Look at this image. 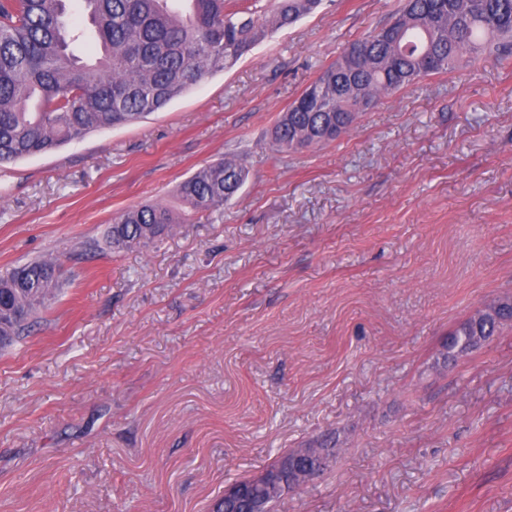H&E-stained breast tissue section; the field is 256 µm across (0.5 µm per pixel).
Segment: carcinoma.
<instances>
[{"label": "carcinoma", "mask_w": 512, "mask_h": 512, "mask_svg": "<svg viewBox=\"0 0 512 512\" xmlns=\"http://www.w3.org/2000/svg\"><path fill=\"white\" fill-rule=\"evenodd\" d=\"M90 28L73 25L70 0H0V163L52 151L85 135L131 124L166 107L204 76L233 67L271 32L311 14L320 0H277L272 9L244 0H80ZM92 34L91 64L74 54ZM512 59V0H405L393 22L352 43L281 113L270 144L288 152L336 140L381 96L460 63ZM248 171L223 157L183 180L180 208L135 206L109 225L114 252L146 247L180 224L210 215L240 190ZM58 258L36 257L0 274V349L20 340L48 308L62 282ZM512 324V299L495 301L448 334L444 359L467 354ZM327 448L283 452L284 472L299 482L306 468L324 471ZM242 496L219 499L215 512H247L262 498L268 512L280 482H236Z\"/></svg>", "instance_id": "obj_1"}]
</instances>
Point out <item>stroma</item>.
Instances as JSON below:
<instances>
[{"label":"stroma","mask_w":512,"mask_h":512,"mask_svg":"<svg viewBox=\"0 0 512 512\" xmlns=\"http://www.w3.org/2000/svg\"><path fill=\"white\" fill-rule=\"evenodd\" d=\"M402 4L322 0L146 119L0 165V272L51 255L66 279L0 352V512H210L324 439L275 512H512V326L441 359L512 297V63L426 77L328 144L267 137ZM231 155L221 216L93 249ZM507 324H512L511 298L494 301L477 310L448 334L444 345V361L479 348ZM296 448L283 452L269 467L268 473L271 474L273 470L278 469L283 459L288 458L289 468L288 472L284 471L285 477L288 481L298 483L302 479V475L306 471V467H316L319 473L329 467L331 453L329 448Z\"/></svg>","instance_id":"1"}]
</instances>
